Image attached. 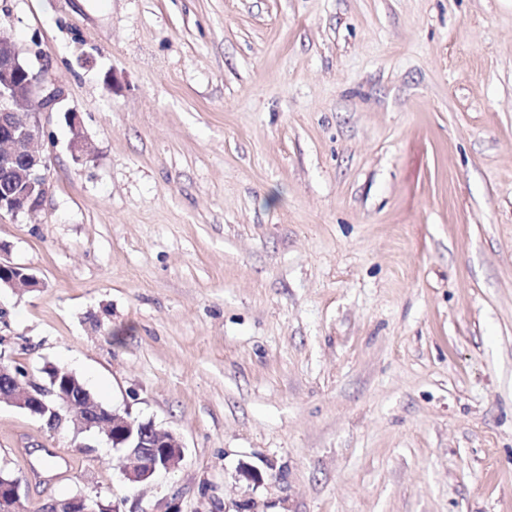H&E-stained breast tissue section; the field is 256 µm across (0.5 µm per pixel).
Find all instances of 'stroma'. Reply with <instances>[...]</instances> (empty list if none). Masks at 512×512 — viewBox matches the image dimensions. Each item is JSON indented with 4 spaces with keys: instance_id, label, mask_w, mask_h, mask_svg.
<instances>
[{
    "instance_id": "stroma-1",
    "label": "stroma",
    "mask_w": 512,
    "mask_h": 512,
    "mask_svg": "<svg viewBox=\"0 0 512 512\" xmlns=\"http://www.w3.org/2000/svg\"><path fill=\"white\" fill-rule=\"evenodd\" d=\"M0 24L65 93L42 210L0 213L41 280L0 288V358L185 448L133 487L96 433L2 401L32 508L512 512V0H0ZM41 446L73 462L47 484Z\"/></svg>"
}]
</instances>
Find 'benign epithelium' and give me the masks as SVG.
Returning a JSON list of instances; mask_svg holds the SVG:
<instances>
[{
	"label": "benign epithelium",
	"instance_id": "1",
	"mask_svg": "<svg viewBox=\"0 0 512 512\" xmlns=\"http://www.w3.org/2000/svg\"><path fill=\"white\" fill-rule=\"evenodd\" d=\"M49 67L35 47L21 56L0 27V170L10 179L13 191L0 196V211L13 216L34 215L42 208L50 189L49 159L38 145L41 115L53 112L63 96L48 78ZM73 133V159L85 156L81 122L75 112L67 115ZM40 284L30 269L0 258V287L33 288ZM20 372L0 361V401L5 400L50 426L61 424L73 408L70 375L58 374L46 384L23 388ZM80 431L103 435L120 454L122 474L130 484L148 481L158 472H170L184 460V446L169 431H159L151 421H140L128 412L91 407L88 418L77 424ZM0 512H122L120 502L104 504L97 497L77 494L55 500L35 511L20 481L0 473Z\"/></svg>",
	"mask_w": 512,
	"mask_h": 512
}]
</instances>
